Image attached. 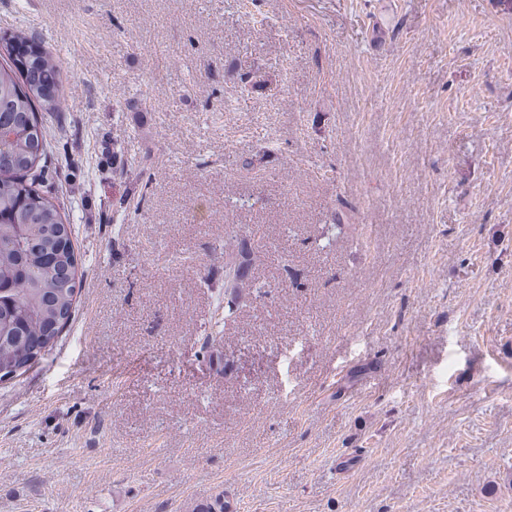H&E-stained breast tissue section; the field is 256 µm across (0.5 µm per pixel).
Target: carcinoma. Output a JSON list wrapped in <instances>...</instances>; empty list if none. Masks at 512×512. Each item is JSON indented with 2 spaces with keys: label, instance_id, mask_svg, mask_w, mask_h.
Wrapping results in <instances>:
<instances>
[{
  "label": "carcinoma",
  "instance_id": "1",
  "mask_svg": "<svg viewBox=\"0 0 512 512\" xmlns=\"http://www.w3.org/2000/svg\"><path fill=\"white\" fill-rule=\"evenodd\" d=\"M63 80L56 58L26 35L5 42L0 57V368L48 353L75 312L80 258L72 227L45 183L49 152L43 113L59 110ZM218 307L224 321L247 305L248 261L224 251Z\"/></svg>",
  "mask_w": 512,
  "mask_h": 512
}]
</instances>
